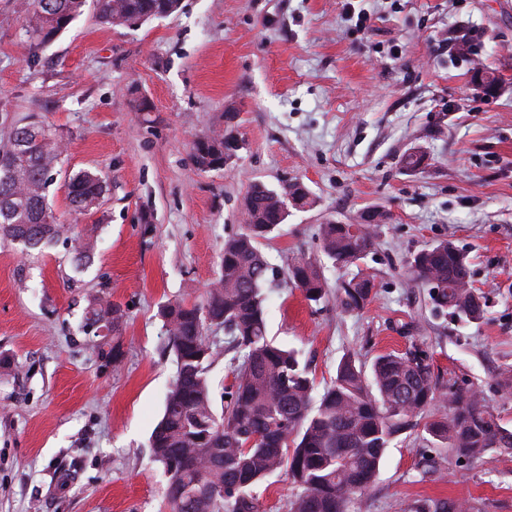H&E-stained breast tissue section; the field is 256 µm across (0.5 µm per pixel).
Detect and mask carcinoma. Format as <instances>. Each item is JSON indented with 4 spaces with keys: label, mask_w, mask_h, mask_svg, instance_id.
<instances>
[{
    "label": "carcinoma",
    "mask_w": 512,
    "mask_h": 512,
    "mask_svg": "<svg viewBox=\"0 0 512 512\" xmlns=\"http://www.w3.org/2000/svg\"><path fill=\"white\" fill-rule=\"evenodd\" d=\"M84 3L26 0L29 47L52 41L81 14ZM179 8L180 0H96L99 19L113 27H133ZM233 119L194 142L191 160L198 170H222L230 162L223 148L224 140L235 138ZM61 148L62 141L36 120L11 124L0 138V239L27 249L72 240L73 261L80 267L94 254V241L73 238L71 227L57 220L46 201ZM105 190L99 174L80 171L69 180V203L88 211ZM314 205L298 181L276 188L253 184L242 200L241 231L224 241L219 271L203 300L176 301L162 311L176 372L150 450L163 470L169 512H258L254 488L283 470L296 489L289 512H348L352 498L372 488L391 443L418 429L459 459L512 455V430L493 414L481 391L440 379L430 363L408 352L382 353L368 368L346 354L318 394L299 350L268 338L265 284L272 268L260 246L291 210ZM386 219L384 212L370 209L350 224L320 225L321 258H294L286 282L318 302L327 293L326 266L354 267L356 273L336 281V301L346 312L361 311L375 287L364 260ZM407 268L428 289L434 313L469 322L484 318L485 296L472 286L470 259L453 242L441 240L411 253ZM122 325L119 306L104 296L87 298V332L116 336ZM211 326L224 328V346L207 336ZM223 350L234 352V383L219 414L209 367ZM439 400L445 413L421 422L423 412ZM405 512L481 509L468 500L417 498Z\"/></svg>",
    "instance_id": "cac0c4a2"
}]
</instances>
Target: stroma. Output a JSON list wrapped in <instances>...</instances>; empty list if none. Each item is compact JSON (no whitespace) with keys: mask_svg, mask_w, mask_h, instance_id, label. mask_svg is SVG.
<instances>
[{"mask_svg":"<svg viewBox=\"0 0 512 512\" xmlns=\"http://www.w3.org/2000/svg\"><path fill=\"white\" fill-rule=\"evenodd\" d=\"M26 28L23 0H0V113L63 140L48 203L98 247L79 270L65 242L0 240V512H167L149 453L175 372L160 311L204 294L258 181L295 180L316 200L261 245L281 271L319 256L320 224L387 215L363 311L342 312L332 291L307 301L280 277L268 287V334L300 350L317 387L344 354L367 365L416 348L512 428L499 376L512 365V0H181L131 28L102 23L87 0L47 46L29 51ZM478 60L492 93L474 83ZM229 119L237 158L199 171L194 141ZM411 148L426 156L413 172L400 164ZM83 170L107 188L77 212L67 182ZM443 239L471 258L481 322L432 315L410 278L409 253ZM95 292L123 310L119 337L84 330ZM420 497L512 512V456L470 463L402 435L350 512H404Z\"/></svg>","mask_w":512,"mask_h":512,"instance_id":"35a3bbf8","label":"stroma"}]
</instances>
